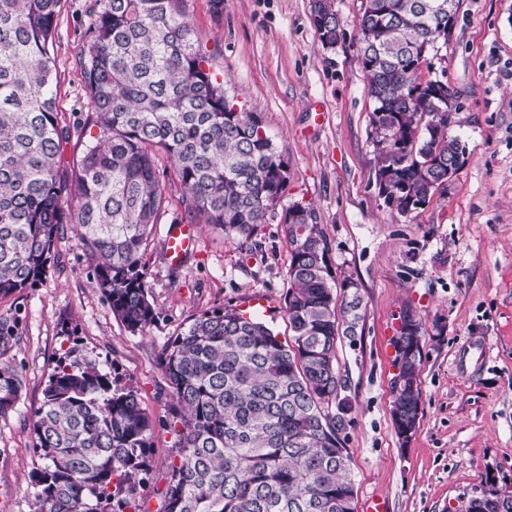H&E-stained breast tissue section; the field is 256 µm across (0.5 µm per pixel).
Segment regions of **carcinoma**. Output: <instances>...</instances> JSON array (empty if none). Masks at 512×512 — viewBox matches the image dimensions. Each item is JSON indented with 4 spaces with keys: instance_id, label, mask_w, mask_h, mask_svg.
Returning a JSON list of instances; mask_svg holds the SVG:
<instances>
[{
    "instance_id": "1",
    "label": "carcinoma",
    "mask_w": 512,
    "mask_h": 512,
    "mask_svg": "<svg viewBox=\"0 0 512 512\" xmlns=\"http://www.w3.org/2000/svg\"><path fill=\"white\" fill-rule=\"evenodd\" d=\"M62 0H0V294L35 287L78 227L96 259L93 283L133 334L156 319L145 264L167 211L157 155L184 189L190 221L249 240L280 202L286 167L261 113L237 110L208 58L187 0H91L76 57L98 134L76 165H61L70 129L56 112L50 53ZM440 0H365L358 41L374 101L376 185L401 214L425 208L466 144L448 132L454 93L432 68L448 42ZM324 47L342 32L330 0H313ZM291 250L285 314L293 344L236 307L194 317L163 349L171 416L182 425L158 512H351L345 448L351 405L337 339L357 335L358 291L337 296L314 208L285 209ZM20 316L0 314V416L19 401L12 351ZM421 318L407 307L396 344L392 420L409 439L421 416ZM59 356L34 411L33 512H150L131 497L147 481L154 425L136 391L94 360ZM485 512H512V495H481Z\"/></svg>"
}]
</instances>
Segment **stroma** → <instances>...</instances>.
<instances>
[{
  "instance_id": "obj_1",
  "label": "stroma",
  "mask_w": 512,
  "mask_h": 512,
  "mask_svg": "<svg viewBox=\"0 0 512 512\" xmlns=\"http://www.w3.org/2000/svg\"><path fill=\"white\" fill-rule=\"evenodd\" d=\"M313 0H188L211 70L229 100L263 116L287 165L283 197L247 242L197 225V245L179 266L164 256L168 224L184 220L182 188L166 156L157 159L169 206L144 255L157 313L146 335L113 316L89 278L94 265L75 228L34 288L0 296V313L20 312L14 349L22 395L0 417V512H32L29 485L42 460L34 451L32 412L55 360L69 349L99 362L133 387L153 421L151 475L137 496L157 512L180 436L169 425L172 390L159 366L171 336L203 311L257 309L290 342L284 313L290 247L283 214L313 204L337 280L363 298L355 339L337 355L352 404L346 446L357 512L385 500L388 512H464L485 490L512 492V0H460L458 18L438 52L457 108L451 132L467 164L425 209L386 207L375 174L367 75L357 43L364 0H334L343 34L323 47ZM88 0H62L51 53L60 79L56 106L71 129L64 159L79 158L91 132L75 57L89 23ZM413 308L426 328L421 350V409L402 440L392 421L400 316ZM486 343L479 359L473 346Z\"/></svg>"
}]
</instances>
